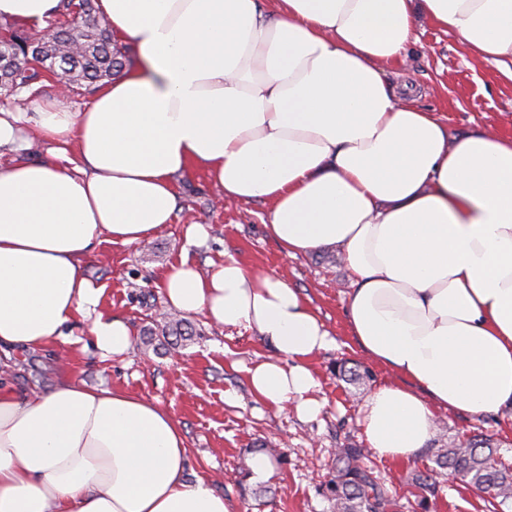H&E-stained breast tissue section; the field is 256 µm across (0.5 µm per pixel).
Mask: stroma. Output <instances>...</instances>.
Segmentation results:
<instances>
[{"instance_id":"1","label":"stroma","mask_w":512,"mask_h":512,"mask_svg":"<svg viewBox=\"0 0 512 512\" xmlns=\"http://www.w3.org/2000/svg\"><path fill=\"white\" fill-rule=\"evenodd\" d=\"M417 36L404 63L388 67L392 85L408 88L415 106L439 113L451 136L486 126L512 136V81L502 78L493 65L464 56L455 36L428 21H421ZM92 97L83 89L63 92L56 79L46 78L30 88L0 94V108L33 113L38 102L58 101L77 112ZM177 197L172 224L153 238L151 247L105 241L86 262L89 277L105 287L102 311L131 328L127 353L104 359L96 349L84 352L76 345L17 351L9 377L22 392L73 378L159 402L182 428L189 449L188 479H211L232 512H332L322 489L331 478L336 450L348 443L366 445L362 405L379 387L395 380L388 368L363 354L350 333L346 306L353 278L344 261L327 259L331 253L338 257L340 249L327 246L294 258L285 256L262 224L265 204L221 199L200 169L178 178ZM190 224L205 225L207 238L188 243L185 228ZM184 252L204 269L229 252L258 270L285 275L333 330L336 347L320 352L310 363L320 380L317 396L326 402L316 419H301L294 409L280 411L253 396L247 370L275 352L252 331L224 329L193 315L189 322L195 335L186 346L171 347L169 337L161 336L164 321L159 312L166 301L160 278ZM148 327L156 336L147 347L141 332ZM340 360L368 369L370 379L363 385L338 379ZM436 420L441 431L432 434L414 459L393 462L373 453L368 456L386 487L395 492L397 512H419L406 482L414 471L433 466L448 439L483 434L497 446L501 460L512 464V418L440 408ZM253 448L284 452L282 463L272 466L268 478L259 482L239 470ZM429 512H489V507L483 494L443 476Z\"/></svg>"}]
</instances>
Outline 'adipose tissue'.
I'll return each mask as SVG.
<instances>
[{
  "mask_svg": "<svg viewBox=\"0 0 512 512\" xmlns=\"http://www.w3.org/2000/svg\"><path fill=\"white\" fill-rule=\"evenodd\" d=\"M138 57L83 111L0 109V350L68 343L90 319L100 356L129 325L97 314L85 273L97 244H137L172 223L177 176L205 170L225 198L268 202L286 256L341 248L348 322L398 383L363 406L368 443L413 459L434 410L512 417V138L450 137L383 77L418 19L512 80V0H97ZM51 149L30 159L31 132ZM168 305L256 329L276 351L250 369L265 404L316 418L309 362L336 341L298 290L225 254L171 262ZM0 366V512H232L185 478L179 422L159 403L77 380L19 394Z\"/></svg>",
  "mask_w": 512,
  "mask_h": 512,
  "instance_id": "obj_1",
  "label": "adipose tissue"
}]
</instances>
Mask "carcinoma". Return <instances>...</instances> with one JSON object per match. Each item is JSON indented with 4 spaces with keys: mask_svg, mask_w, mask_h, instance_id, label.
Listing matches in <instances>:
<instances>
[{
    "mask_svg": "<svg viewBox=\"0 0 512 512\" xmlns=\"http://www.w3.org/2000/svg\"><path fill=\"white\" fill-rule=\"evenodd\" d=\"M58 15L43 30L29 34L13 31V43L0 53L14 66L0 72V85L28 87L50 75L89 89L122 71L126 55L95 12L94 0H59ZM42 46L43 59L26 52L27 43ZM448 469L468 486L488 495L492 507L512 500V466L496 457L491 443L478 434L457 439L438 451L435 467L414 473L407 482L421 512H428L429 497L437 490V476ZM335 512H392L396 499L365 462L364 449L348 444L336 454L332 478L325 486Z\"/></svg>",
    "mask_w": 512,
    "mask_h": 512,
    "instance_id": "carcinoma-1",
    "label": "carcinoma"
}]
</instances>
